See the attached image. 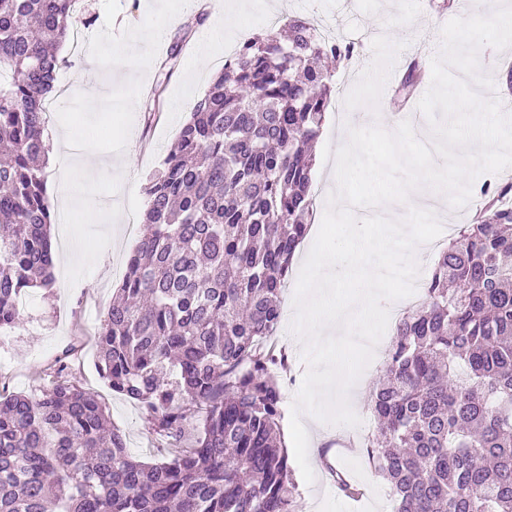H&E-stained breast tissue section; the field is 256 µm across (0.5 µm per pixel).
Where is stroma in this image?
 <instances>
[{
  "label": "stroma",
  "instance_id": "obj_1",
  "mask_svg": "<svg viewBox=\"0 0 512 512\" xmlns=\"http://www.w3.org/2000/svg\"><path fill=\"white\" fill-rule=\"evenodd\" d=\"M95 18L89 31L94 39L85 55L72 53L71 42H63L58 55L59 69L66 81H73L77 68L86 58L100 59L109 51L128 53L127 62L112 69V79L98 84L96 93L103 111H88L83 97L76 92L56 96L47 112V141L65 137L75 127L94 125L102 142L112 145V170L88 167L79 158L50 154L45 168L47 192L63 196L70 181H78L94 199L108 203L118 215L140 217L146 207L143 188L149 176L162 165L186 121L192 105L204 96L219 70L223 44L211 47L207 58L196 48L203 42L206 25L184 32L192 13L184 0H83ZM206 17L220 22L225 34L243 41L271 30L264 12L277 7L288 15L308 20L318 27L342 26L343 41L351 44L359 61L330 63L335 89L328 102L325 122L314 143L313 185L317 192L314 221L310 234H317L326 211V199L334 189L330 177L334 164L336 137L345 122H357L358 110H347L346 94L358 79V73L373 60L372 43L366 33L376 31V18L389 16L385 35L391 41L420 49L422 70H430L431 61L442 50L443 26L458 15V0H201ZM165 17L168 33L157 43L146 35L156 17ZM190 37L194 49L181 54L173 72L163 63L167 50L178 38ZM161 88L153 118H145L146 92ZM52 235L55 251L62 258L55 267L51 288L35 289L23 299L15 327L0 334V380L8 391L39 397L53 381L48 369L53 359L67 348H75L71 361L73 374L86 389L106 404L110 423L125 437L126 448L137 459L156 463L166 456L160 441L149 432L140 406L110 390L94 366L96 336L106 315L112 294L119 288L126 263L135 250L141 233L128 224L117 226L101 222L92 212L79 210L71 215L56 214ZM75 240L85 255L83 262H67L64 243ZM298 271H291L278 294L281 319L268 343L285 350L289 368L279 374L282 391L280 432L288 434L291 406L307 370L301 350L295 347L290 315ZM364 422L346 428L324 425L323 436L339 438L348 434L357 444L336 448L334 466L355 482L360 494L348 497L339 492L329 472L320 463H312L315 480L306 483L301 472H294L295 512H392L393 503L387 483L379 476L360 437L374 429L368 421L367 403L354 408Z\"/></svg>",
  "mask_w": 512,
  "mask_h": 512
}]
</instances>
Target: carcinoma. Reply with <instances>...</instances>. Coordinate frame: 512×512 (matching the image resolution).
<instances>
[{
  "label": "carcinoma",
  "instance_id": "obj_1",
  "mask_svg": "<svg viewBox=\"0 0 512 512\" xmlns=\"http://www.w3.org/2000/svg\"><path fill=\"white\" fill-rule=\"evenodd\" d=\"M74 0H0V329L53 281L44 102ZM288 42L250 38L190 112L144 187L139 245L97 337L96 367L176 445L154 464L107 429L106 405L51 364L33 400L0 393V512H294L264 346L278 292L313 217L308 145L331 75L353 47L288 18ZM488 214L437 256L426 298L396 324L371 395L365 448L395 512H512V182L485 185Z\"/></svg>",
  "mask_w": 512,
  "mask_h": 512
}]
</instances>
